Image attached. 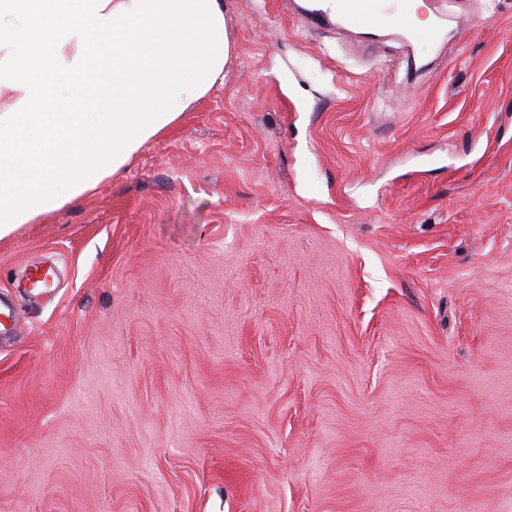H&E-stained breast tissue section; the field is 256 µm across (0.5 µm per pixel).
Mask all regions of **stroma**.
<instances>
[{
	"instance_id": "stroma-1",
	"label": "stroma",
	"mask_w": 512,
	"mask_h": 512,
	"mask_svg": "<svg viewBox=\"0 0 512 512\" xmlns=\"http://www.w3.org/2000/svg\"><path fill=\"white\" fill-rule=\"evenodd\" d=\"M224 2L223 83L0 241V512H512V0ZM399 6L387 12H382L379 0H320L313 12L317 16L329 15L331 9L348 20L355 21L360 27L370 32L376 30L383 23H392L402 28L412 39L435 41L440 34L439 29L433 26L426 30L414 28L408 18L407 0H395ZM326 7V10H324Z\"/></svg>"
}]
</instances>
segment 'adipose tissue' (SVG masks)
I'll list each match as a JSON object with an SVG mask.
<instances>
[{
  "label": "adipose tissue",
  "instance_id": "1",
  "mask_svg": "<svg viewBox=\"0 0 512 512\" xmlns=\"http://www.w3.org/2000/svg\"><path fill=\"white\" fill-rule=\"evenodd\" d=\"M235 51L224 0H0V240L126 170Z\"/></svg>",
  "mask_w": 512,
  "mask_h": 512
}]
</instances>
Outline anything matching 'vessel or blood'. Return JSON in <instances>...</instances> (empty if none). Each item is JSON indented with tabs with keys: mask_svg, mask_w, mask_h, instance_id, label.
Instances as JSON below:
<instances>
[{
	"mask_svg": "<svg viewBox=\"0 0 512 512\" xmlns=\"http://www.w3.org/2000/svg\"><path fill=\"white\" fill-rule=\"evenodd\" d=\"M407 0H398L396 7L389 11H381L379 0H320L315 7L316 15H324L325 11L335 10L345 19L355 21L368 31L376 30L383 23H391L402 28L412 39L435 41L440 31L432 27L426 30L414 28L405 8Z\"/></svg>",
	"mask_w": 512,
	"mask_h": 512,
	"instance_id": "obj_1",
	"label": "vessel or blood"
}]
</instances>
